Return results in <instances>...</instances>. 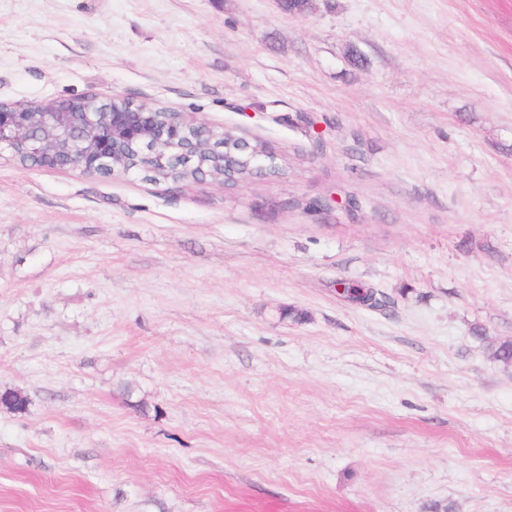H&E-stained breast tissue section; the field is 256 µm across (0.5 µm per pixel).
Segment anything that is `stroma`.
Instances as JSON below:
<instances>
[{
    "label": "stroma",
    "instance_id": "obj_1",
    "mask_svg": "<svg viewBox=\"0 0 512 512\" xmlns=\"http://www.w3.org/2000/svg\"><path fill=\"white\" fill-rule=\"evenodd\" d=\"M72 95L280 170L0 156V512H512V0H0V102ZM342 295L346 301L358 305L372 308L381 307L385 304L382 299L384 296L374 288H367L363 285H353L344 283ZM378 295L380 297H378Z\"/></svg>",
    "mask_w": 512,
    "mask_h": 512
}]
</instances>
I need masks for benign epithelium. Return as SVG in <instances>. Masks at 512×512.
I'll return each instance as SVG.
<instances>
[{
  "label": "benign epithelium",
  "mask_w": 512,
  "mask_h": 512,
  "mask_svg": "<svg viewBox=\"0 0 512 512\" xmlns=\"http://www.w3.org/2000/svg\"><path fill=\"white\" fill-rule=\"evenodd\" d=\"M204 127L185 112L163 114L121 96L106 102L90 95L29 105L0 102V153L21 150L41 166L108 176L144 173L118 161L124 151L133 150L164 169L174 162L191 169L201 151L210 148L226 183L240 182L243 172L257 176L278 170L265 146L251 145L228 129L213 136L219 141L215 146L199 143L194 134Z\"/></svg>",
  "instance_id": "benign-epithelium-1"
}]
</instances>
